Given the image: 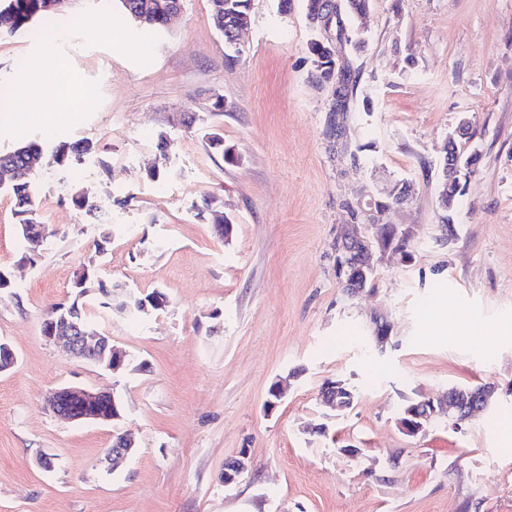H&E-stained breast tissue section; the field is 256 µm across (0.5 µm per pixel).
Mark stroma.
<instances>
[{
	"instance_id": "stroma-1",
	"label": "stroma",
	"mask_w": 512,
	"mask_h": 512,
	"mask_svg": "<svg viewBox=\"0 0 512 512\" xmlns=\"http://www.w3.org/2000/svg\"><path fill=\"white\" fill-rule=\"evenodd\" d=\"M319 37L305 0L285 12L251 0L232 66L209 0H183L159 32L118 0H74L0 37V153L42 146L32 188L49 228L24 239L0 192V270L12 280L0 342L16 357L0 372V512H512V444L500 436L512 336L491 345L481 333L512 327V0H372L361 38L335 44L351 75L337 114L333 86L312 78ZM58 76L95 106L49 129L39 115ZM463 120L461 149L479 161L445 211L442 147ZM205 125L234 160L208 148ZM78 140L92 150L56 164L55 146ZM404 181L413 196L387 219L411 259L384 254L349 294L333 241L361 221L359 202ZM77 193L93 211L71 204ZM206 200L232 218L230 238L201 212ZM88 265L134 295L167 297L137 318L87 301L129 355L118 375L42 333L47 306L71 303ZM451 321L468 335L449 339ZM281 378L288 393L268 406ZM337 380L356 396L342 413L319 397ZM475 385L495 388L486 412L436 418L414 437L399 429L407 405ZM63 386L117 391L121 420L58 421L45 397ZM120 432L135 448L114 469L104 454ZM242 451L247 472L225 484Z\"/></svg>"
}]
</instances>
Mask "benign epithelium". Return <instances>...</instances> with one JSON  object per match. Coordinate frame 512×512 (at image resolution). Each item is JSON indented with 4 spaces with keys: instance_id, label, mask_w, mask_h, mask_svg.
I'll return each mask as SVG.
<instances>
[{
    "instance_id": "1",
    "label": "benign epithelium",
    "mask_w": 512,
    "mask_h": 512,
    "mask_svg": "<svg viewBox=\"0 0 512 512\" xmlns=\"http://www.w3.org/2000/svg\"><path fill=\"white\" fill-rule=\"evenodd\" d=\"M471 169L462 163L461 155L448 156L444 172L448 175L445 190L439 196L442 207L454 199V189L460 185L462 171ZM388 232L384 225L371 221L355 224L350 229L347 239L338 242L335 250L334 271L339 284L351 294H358L362 289L356 285L360 276L368 277L375 272L385 251L384 242ZM44 337L53 343L63 345L71 354L113 373L123 371L127 365V352L112 343V337L98 332H90L85 326L62 313L43 324ZM459 389H448L446 400L438 405L430 404L424 408L419 404L408 408V419L400 422V427L409 436L425 431V424L432 417L443 415L460 423V409L457 404ZM493 388L484 387L470 393L472 399L467 418H472L484 411L490 403ZM51 413L66 421H93L109 423L120 420L122 401L113 392L76 390L62 387L49 394ZM133 443L123 434L114 436L112 448L107 450L106 460L114 464L122 461L132 452ZM247 471L246 453L224 463V485L236 482Z\"/></svg>"
}]
</instances>
